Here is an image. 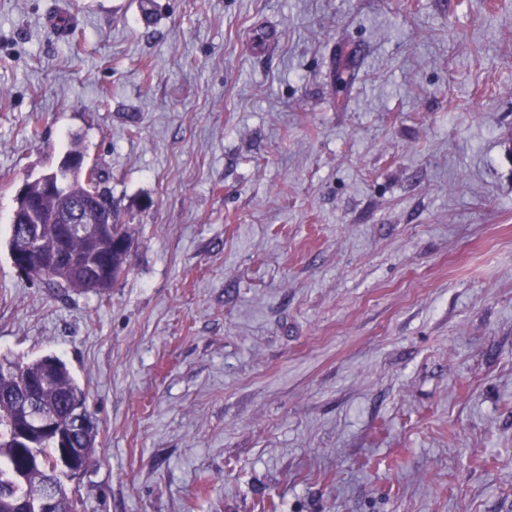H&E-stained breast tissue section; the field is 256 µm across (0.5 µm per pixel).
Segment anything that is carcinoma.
<instances>
[{"mask_svg": "<svg viewBox=\"0 0 512 512\" xmlns=\"http://www.w3.org/2000/svg\"><path fill=\"white\" fill-rule=\"evenodd\" d=\"M57 172L62 190L55 196H46L40 190V180L29 183L28 202L35 208L52 211L72 199H87L96 204L112 224L94 237L74 229L65 234L59 224L33 225L36 243L45 252L61 249L65 260L58 264L54 277L45 283L56 290L102 291L99 282L117 281L127 271L132 245L129 226L122 224L112 201V191L100 175L90 178L84 171L70 169L61 163ZM45 355L28 362L0 359V512H21L23 498L36 493L55 468L57 445L53 436L44 435L33 439L37 457L26 471V485L16 487L12 466L18 461L26 444L19 440L23 419L17 410V399L33 390L41 411L57 425L73 433L79 448L91 445L84 458L85 467L95 459V424L86 409L83 388L71 374L66 364L59 360L52 370H47ZM83 408V420L87 425H75L72 418L75 407Z\"/></svg>", "mask_w": 512, "mask_h": 512, "instance_id": "1", "label": "carcinoma"}]
</instances>
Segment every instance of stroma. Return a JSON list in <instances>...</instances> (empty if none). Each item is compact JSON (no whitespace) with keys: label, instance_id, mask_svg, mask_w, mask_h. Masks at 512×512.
Returning a JSON list of instances; mask_svg holds the SVG:
<instances>
[{"label":"stroma","instance_id":"obj_1","mask_svg":"<svg viewBox=\"0 0 512 512\" xmlns=\"http://www.w3.org/2000/svg\"><path fill=\"white\" fill-rule=\"evenodd\" d=\"M142 2L0 0V356L87 392L81 512H512V0ZM75 143L103 294L8 253Z\"/></svg>","mask_w":512,"mask_h":512}]
</instances>
